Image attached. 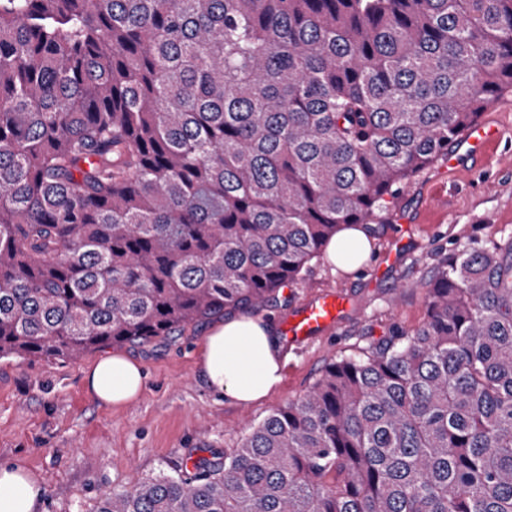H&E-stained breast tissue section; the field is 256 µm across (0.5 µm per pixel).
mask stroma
<instances>
[{
  "mask_svg": "<svg viewBox=\"0 0 512 512\" xmlns=\"http://www.w3.org/2000/svg\"><path fill=\"white\" fill-rule=\"evenodd\" d=\"M481 116L501 126L503 138L468 165L436 162L418 172L371 223V256L358 271L314 260L302 281L252 308L277 328L321 294L348 300L332 329L284 343V381L269 399L245 405L209 389L196 354L214 325L210 319L151 344L122 346L145 380L141 397L119 408L98 402L83 385L84 370L102 350L62 365L2 360L0 463L37 476L45 512H94L104 492L129 488L182 458L236 446L252 424L306 394L336 355L418 326L429 279L460 244L512 237V94L489 102Z\"/></svg>",
  "mask_w": 512,
  "mask_h": 512,
  "instance_id": "1",
  "label": "stroma"
}]
</instances>
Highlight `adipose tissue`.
Wrapping results in <instances>:
<instances>
[{"instance_id":"ef3b65f1","label":"adipose tissue","mask_w":512,"mask_h":512,"mask_svg":"<svg viewBox=\"0 0 512 512\" xmlns=\"http://www.w3.org/2000/svg\"><path fill=\"white\" fill-rule=\"evenodd\" d=\"M282 347L270 324L245 314L226 317L206 336L198 370L216 393L248 404L266 398L283 378ZM86 391L107 406L138 398L141 366L121 354L100 358L83 375ZM0 512H43L41 485L30 472L0 464Z\"/></svg>"}]
</instances>
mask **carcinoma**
<instances>
[{
	"instance_id": "cac0c4a2",
	"label": "carcinoma",
	"mask_w": 512,
	"mask_h": 512,
	"mask_svg": "<svg viewBox=\"0 0 512 512\" xmlns=\"http://www.w3.org/2000/svg\"><path fill=\"white\" fill-rule=\"evenodd\" d=\"M512 93V0H0V359L297 283ZM217 458L96 512H512V238Z\"/></svg>"
}]
</instances>
